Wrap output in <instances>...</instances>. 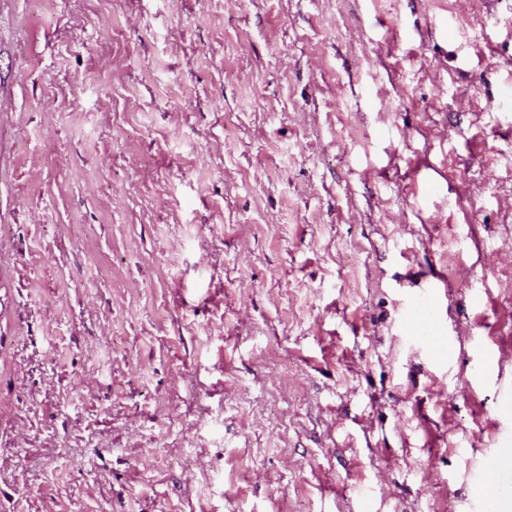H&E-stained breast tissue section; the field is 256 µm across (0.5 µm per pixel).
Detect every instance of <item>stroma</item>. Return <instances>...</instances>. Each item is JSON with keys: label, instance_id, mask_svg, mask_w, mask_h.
Masks as SVG:
<instances>
[{"label": "stroma", "instance_id": "stroma-1", "mask_svg": "<svg viewBox=\"0 0 512 512\" xmlns=\"http://www.w3.org/2000/svg\"><path fill=\"white\" fill-rule=\"evenodd\" d=\"M510 385L512 0H0V512H463ZM422 288L429 289L409 297L403 306V317L411 331V340L430 351L436 348H449L451 343L447 329L433 315L436 296L434 288L437 286L428 284Z\"/></svg>", "mask_w": 512, "mask_h": 512}]
</instances>
